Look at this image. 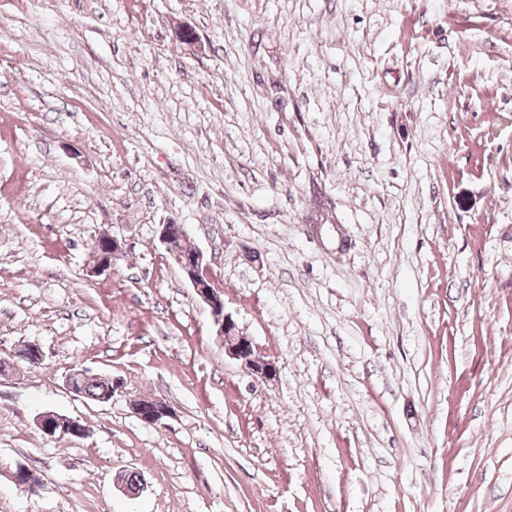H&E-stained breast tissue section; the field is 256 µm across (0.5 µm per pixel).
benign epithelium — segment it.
<instances>
[{"label": "benign epithelium", "instance_id": "7a95c632", "mask_svg": "<svg viewBox=\"0 0 512 512\" xmlns=\"http://www.w3.org/2000/svg\"><path fill=\"white\" fill-rule=\"evenodd\" d=\"M159 240L165 246L167 254L171 255L184 280L190 284L197 297L205 303L211 312L214 324L217 326V335L224 339V350L241 364L256 378L268 380L275 375L276 367L273 362L260 358L255 354L252 340L240 334L232 317L224 312V292L215 287L208 275V264L204 253L198 249L178 251L175 249L171 225L162 224L159 230ZM123 242L112 236L106 247H101L96 240L90 247L92 265L88 273L95 275L112 269L116 261L123 255ZM24 359L36 366L42 361V351L35 345H29L21 351L6 357H0V365L16 364L17 360ZM133 412L144 423L161 426L165 421L175 415L174 408L162 398H143L133 402ZM35 426L44 436L51 438L60 430L68 431L78 438L86 435V428L79 420L60 414L56 411L46 410L35 417ZM14 485L27 493H35L41 486V481L24 464H17L10 473Z\"/></svg>", "mask_w": 512, "mask_h": 512}]
</instances>
